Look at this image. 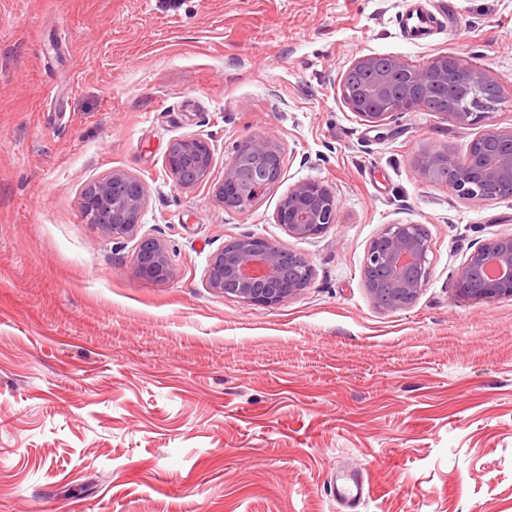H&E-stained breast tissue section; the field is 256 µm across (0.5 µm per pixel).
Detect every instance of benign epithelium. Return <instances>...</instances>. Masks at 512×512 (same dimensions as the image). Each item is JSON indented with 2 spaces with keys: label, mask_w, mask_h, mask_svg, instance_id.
I'll list each match as a JSON object with an SVG mask.
<instances>
[{
  "label": "benign epithelium",
  "mask_w": 512,
  "mask_h": 512,
  "mask_svg": "<svg viewBox=\"0 0 512 512\" xmlns=\"http://www.w3.org/2000/svg\"><path fill=\"white\" fill-rule=\"evenodd\" d=\"M441 53L415 67L398 56L355 58L339 79L341 99L358 117L386 121L401 112L435 108L460 126H469L504 100L501 84L480 69L452 65ZM251 164L244 171L240 151L225 163L224 179L214 186L224 209L241 211L279 180L283 157L270 137L243 141ZM213 151L207 138L196 135L172 142L166 168L179 188L212 184ZM427 182H446L464 200L485 199L488 182L511 188L512 130L486 129L473 141V156L461 163L444 151H430L418 163ZM147 188L122 171L91 181L84 188L80 209L100 235L112 239L140 236L132 265L152 282L177 278L168 246L161 238L139 235ZM274 223L294 239L315 238L334 226L337 203L320 181L294 184L280 201ZM431 239L422 224H386L371 241L363 262V281L372 298L387 311L405 310L427 287L432 270ZM315 275L310 260L281 243L254 234L224 244L209 259L206 286L213 292L251 304L279 305L309 287ZM457 296L493 303L512 297V234L487 239L469 253L456 277Z\"/></svg>",
  "instance_id": "7a95c632"
}]
</instances>
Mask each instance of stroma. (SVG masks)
Masks as SVG:
<instances>
[{
  "label": "stroma",
  "instance_id": "obj_1",
  "mask_svg": "<svg viewBox=\"0 0 512 512\" xmlns=\"http://www.w3.org/2000/svg\"><path fill=\"white\" fill-rule=\"evenodd\" d=\"M440 53L505 103L466 127L424 109L379 125L340 97L359 56ZM490 127L512 130V0H0V512H512V298L454 290L474 243L512 234V199L417 174ZM254 134L283 174L245 210L166 170L200 135L220 182ZM115 169L146 185L141 230L174 281L139 278L136 240L83 219ZM302 180L338 205L310 240L273 220ZM409 222L433 268L391 312L362 266ZM247 234L304 254L310 287L275 306L207 288L210 255ZM349 467L370 488L350 511Z\"/></svg>",
  "mask_w": 512,
  "mask_h": 512
}]
</instances>
